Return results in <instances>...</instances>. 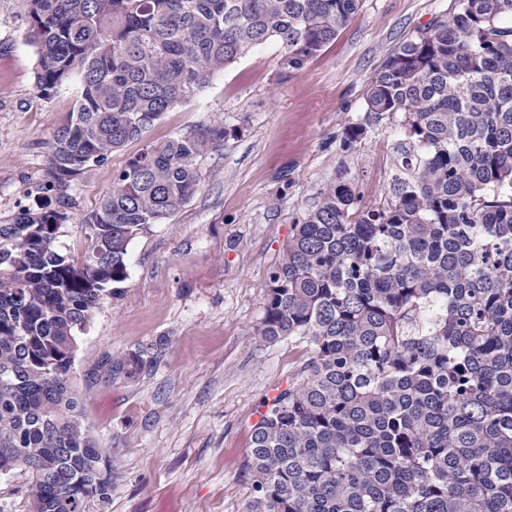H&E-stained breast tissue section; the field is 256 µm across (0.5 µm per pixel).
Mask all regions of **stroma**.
Instances as JSON below:
<instances>
[{
	"mask_svg": "<svg viewBox=\"0 0 512 512\" xmlns=\"http://www.w3.org/2000/svg\"><path fill=\"white\" fill-rule=\"evenodd\" d=\"M455 3L361 0L291 77L280 73L277 44L254 49L75 180L74 210L86 217L146 146L205 125L227 131L197 160L196 197L132 241L122 293L95 313L74 357L83 421L112 461L105 512H248L246 452L260 404L311 356L307 340L257 336L268 275L327 185L350 182L362 205L382 202L398 171V119L369 125L349 149L344 132L364 121L369 82L390 52ZM28 9L0 0V224L46 182L49 145L80 92L73 78L40 94ZM158 342L136 380L99 376L105 357Z\"/></svg>",
	"mask_w": 512,
	"mask_h": 512,
	"instance_id": "1",
	"label": "stroma"
}]
</instances>
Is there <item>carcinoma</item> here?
Returning <instances> with one entry per match:
<instances>
[{
	"mask_svg": "<svg viewBox=\"0 0 512 512\" xmlns=\"http://www.w3.org/2000/svg\"><path fill=\"white\" fill-rule=\"evenodd\" d=\"M37 87L71 77L77 109L48 180L0 224V476H28L29 512L109 504L112 461L82 420L78 340L128 278L131 242L197 194L205 126L128 162L85 245H59L69 190L249 51L299 72L360 0H30ZM368 123L401 116L383 205L335 183L292 225L257 335L312 356L264 401L246 469L251 512H512V0H457L394 48ZM149 349L110 356L134 380Z\"/></svg>",
	"mask_w": 512,
	"mask_h": 512,
	"instance_id": "cac0c4a2",
	"label": "carcinoma"
}]
</instances>
